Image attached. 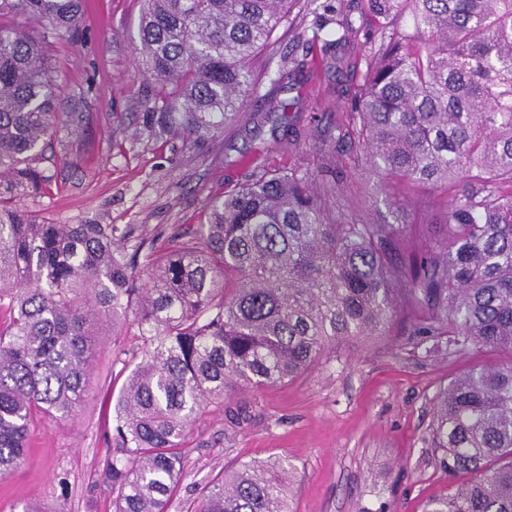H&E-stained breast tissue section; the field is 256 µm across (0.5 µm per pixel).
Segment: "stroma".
I'll use <instances>...</instances> for the list:
<instances>
[{
  "mask_svg": "<svg viewBox=\"0 0 512 512\" xmlns=\"http://www.w3.org/2000/svg\"><path fill=\"white\" fill-rule=\"evenodd\" d=\"M364 4L314 0L292 11L275 43L251 61L257 70L283 65V82L270 96L248 98L239 121L207 150L142 127L152 87L139 54L142 0H84L79 37L47 48L61 89L56 109L74 122L54 129L37 164L49 185L18 192L13 207L45 224H131L165 247L208 223L210 201L256 171L301 166L320 180L333 176L346 98L367 72L368 38L379 33ZM337 15L358 34L334 46L345 61L336 72L323 66L327 53L311 36L316 23ZM352 180L344 199L355 219L384 224L403 215L408 229L396 258L442 234L444 196L399 185L381 195L361 169ZM413 330L401 307L393 335L339 344L288 385L231 394L226 405H247L246 421L232 423L212 407L200 412L182 446L186 467L169 512H187L224 468L277 458L296 469L291 512H428L433 500L454 494L469 477L448 475L431 445L436 398L461 372L512 357L480 348L436 355ZM138 342L131 324L98 329L83 401L72 415L35 420L23 463L0 479V512H112L100 473L126 379L114 356Z\"/></svg>",
  "mask_w": 512,
  "mask_h": 512,
  "instance_id": "obj_1",
  "label": "stroma"
}]
</instances>
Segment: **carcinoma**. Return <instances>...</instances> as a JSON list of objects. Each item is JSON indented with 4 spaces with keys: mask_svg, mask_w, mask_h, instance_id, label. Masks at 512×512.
<instances>
[{
    "mask_svg": "<svg viewBox=\"0 0 512 512\" xmlns=\"http://www.w3.org/2000/svg\"><path fill=\"white\" fill-rule=\"evenodd\" d=\"M140 53L154 80L143 124L194 145L218 141L246 98L281 70L248 62L300 0H145ZM83 0H0V476L24 459L38 417L83 400L96 325L136 314L139 351L112 423L102 477L112 512H168L181 446L202 407L242 388L288 384L329 349L389 335L397 297L415 334L450 356L512 354V0H367L394 27L345 113L353 164L382 190L450 195L447 234L407 264L408 224L356 220L344 187L306 169L263 170L210 202V219L160 251L129 225L39 224L3 198L48 181L34 166L59 86L43 55L79 26ZM356 32L352 21L328 25ZM433 447L472 481L431 512H512V363L473 367L438 396ZM295 467L245 464L205 488L194 512H290Z\"/></svg>",
    "mask_w": 512,
    "mask_h": 512,
    "instance_id": "obj_1",
    "label": "carcinoma"
}]
</instances>
